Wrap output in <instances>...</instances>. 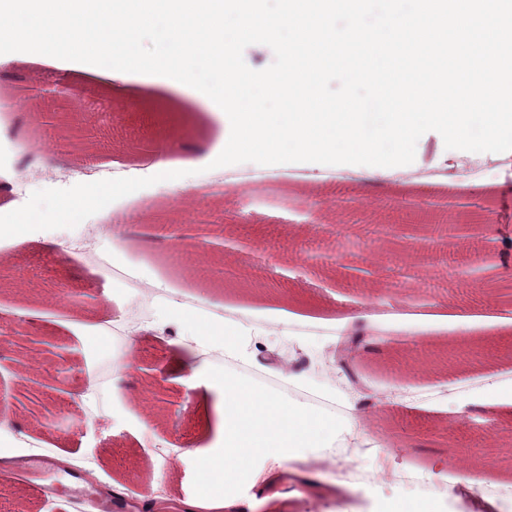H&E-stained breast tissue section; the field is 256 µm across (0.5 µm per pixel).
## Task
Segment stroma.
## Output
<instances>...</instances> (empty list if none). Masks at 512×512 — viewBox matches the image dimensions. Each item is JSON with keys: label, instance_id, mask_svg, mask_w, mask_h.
Here are the masks:
<instances>
[{"label": "stroma", "instance_id": "obj_1", "mask_svg": "<svg viewBox=\"0 0 512 512\" xmlns=\"http://www.w3.org/2000/svg\"><path fill=\"white\" fill-rule=\"evenodd\" d=\"M162 76L132 74L119 89L86 73L79 62L30 64L20 52L0 54V99L30 90L28 103L0 111V186L18 163L13 140L49 146L50 170L33 189L68 188L76 166L116 178L153 174L152 147L182 159V139L206 142L219 155L225 126L165 90ZM81 96L95 116L80 138L83 153L65 146L57 127L37 114L64 112L50 91ZM194 160L187 176L198 210L178 213L176 181H161L114 201L72 229L36 231V243L0 239V398L12 402L0 425V458L45 455L67 462L69 474L34 467L32 480L10 479L0 512H76L80 493L71 472L126 491L137 504L155 488L183 501L184 477L197 492L220 493L203 480L197 446L213 439L215 414L178 367L191 352L203 374L235 365L269 377L289 376V388L321 390L361 425L362 468H388L362 493L341 497L329 512H400L426 503L428 512H455L448 488L472 481L494 492L512 512V303L488 306L470 263L493 253L490 281L512 286V155L446 148L424 133L406 166L376 176L343 164L339 175L281 173L246 162L209 168ZM496 162L488 176L469 169ZM455 163L449 194L477 209L448 220L447 209L424 206L439 184L435 172ZM378 190H371V182ZM125 224L93 255L67 253V241L88 235L106 215ZM395 236L398 256L371 263L375 238ZM53 249L38 247L40 239ZM22 262L28 293L5 272ZM163 287L152 307L134 310L136 289L121 277ZM467 312L469 329L458 325ZM244 319L232 345L199 335L197 321ZM353 333L350 368L336 361L340 331ZM456 458L447 477L438 461ZM333 472L302 470L284 461L257 512H300L304 499L330 496Z\"/></svg>", "mask_w": 512, "mask_h": 512}]
</instances>
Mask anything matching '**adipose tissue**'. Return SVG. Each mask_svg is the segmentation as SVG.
<instances>
[{
    "label": "adipose tissue",
    "instance_id": "1",
    "mask_svg": "<svg viewBox=\"0 0 512 512\" xmlns=\"http://www.w3.org/2000/svg\"><path fill=\"white\" fill-rule=\"evenodd\" d=\"M193 386L216 392L214 440L199 453L210 477L232 481L249 475L252 482L269 473L255 470L259 459L273 462L319 447L329 426L318 414L301 411L272 394L260 395L226 379L192 377Z\"/></svg>",
    "mask_w": 512,
    "mask_h": 512
}]
</instances>
